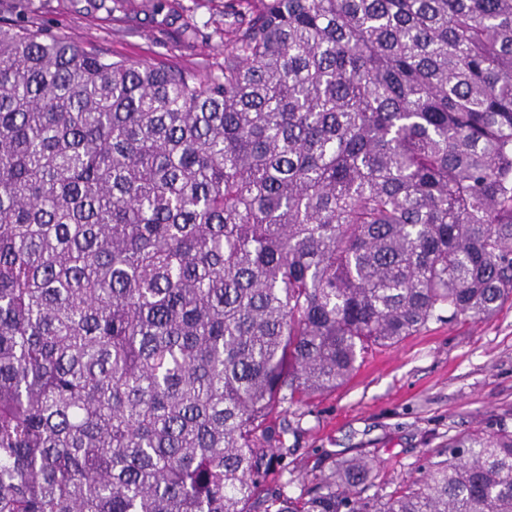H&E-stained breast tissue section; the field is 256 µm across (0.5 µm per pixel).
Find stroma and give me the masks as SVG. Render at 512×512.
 Here are the masks:
<instances>
[{
    "mask_svg": "<svg viewBox=\"0 0 512 512\" xmlns=\"http://www.w3.org/2000/svg\"><path fill=\"white\" fill-rule=\"evenodd\" d=\"M0 22H34L112 60L218 69L224 0H15ZM283 466L311 473L358 454L377 457L375 491L415 476L449 435L512 430V301L487 320L430 324L393 348L369 351L344 385L314 401Z\"/></svg>",
    "mask_w": 512,
    "mask_h": 512,
    "instance_id": "stroma-1",
    "label": "stroma"
}]
</instances>
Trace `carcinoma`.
<instances>
[{"mask_svg": "<svg viewBox=\"0 0 512 512\" xmlns=\"http://www.w3.org/2000/svg\"><path fill=\"white\" fill-rule=\"evenodd\" d=\"M224 66L0 25V512H512V431L269 480L374 346L512 300V0H227Z\"/></svg>", "mask_w": 512, "mask_h": 512, "instance_id": "1", "label": "carcinoma"}]
</instances>
